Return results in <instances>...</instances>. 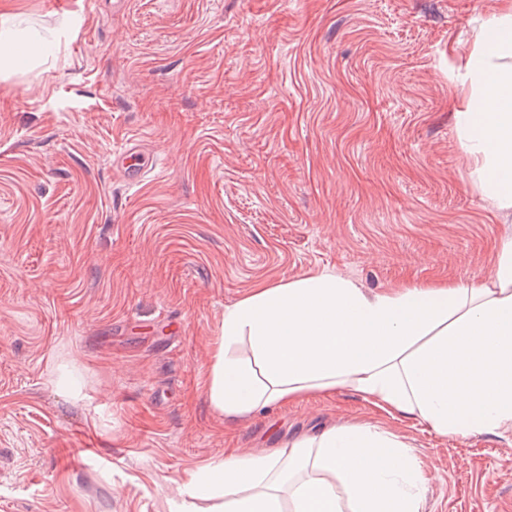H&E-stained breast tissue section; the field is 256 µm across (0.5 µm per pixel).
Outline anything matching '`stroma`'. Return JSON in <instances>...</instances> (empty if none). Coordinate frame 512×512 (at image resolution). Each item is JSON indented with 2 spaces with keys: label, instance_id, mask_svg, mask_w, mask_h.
<instances>
[{
  "label": "stroma",
  "instance_id": "35a3bbf8",
  "mask_svg": "<svg viewBox=\"0 0 512 512\" xmlns=\"http://www.w3.org/2000/svg\"><path fill=\"white\" fill-rule=\"evenodd\" d=\"M493 6L0 0L46 42L0 77V512H171L225 452L364 423L423 461V512H512V437H442L347 389L227 422L206 392L259 282L488 271L449 67ZM130 136L155 156L135 183L111 162Z\"/></svg>",
  "mask_w": 512,
  "mask_h": 512
}]
</instances>
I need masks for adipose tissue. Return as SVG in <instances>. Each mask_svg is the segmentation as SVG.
Returning a JSON list of instances; mask_svg holds the SVG:
<instances>
[{"label":"adipose tissue","instance_id":"ef3b65f1","mask_svg":"<svg viewBox=\"0 0 512 512\" xmlns=\"http://www.w3.org/2000/svg\"><path fill=\"white\" fill-rule=\"evenodd\" d=\"M456 70L461 164L498 221L489 270L397 290L328 271L257 284L212 345L225 419L348 388L442 437L512 434V0L478 19ZM426 484L403 437L349 424L189 472L179 512H422Z\"/></svg>","mask_w":512,"mask_h":512}]
</instances>
